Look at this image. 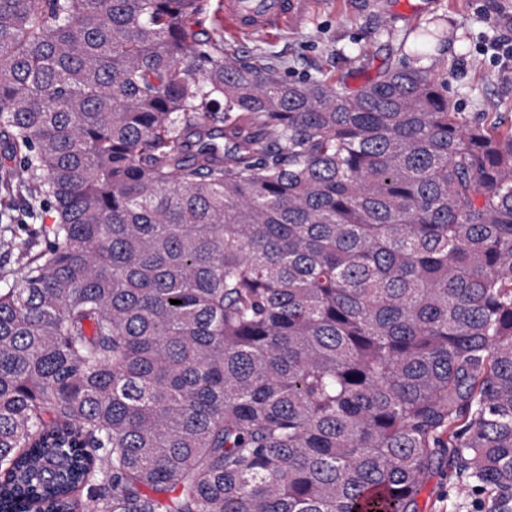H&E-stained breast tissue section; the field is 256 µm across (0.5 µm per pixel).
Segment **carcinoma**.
I'll use <instances>...</instances> for the list:
<instances>
[{"instance_id": "cac0c4a2", "label": "carcinoma", "mask_w": 512, "mask_h": 512, "mask_svg": "<svg viewBox=\"0 0 512 512\" xmlns=\"http://www.w3.org/2000/svg\"><path fill=\"white\" fill-rule=\"evenodd\" d=\"M208 6L0 0L55 212L0 289V512H417L442 461L512 512V123L235 60Z\"/></svg>"}]
</instances>
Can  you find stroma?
Segmentation results:
<instances>
[{"mask_svg":"<svg viewBox=\"0 0 512 512\" xmlns=\"http://www.w3.org/2000/svg\"><path fill=\"white\" fill-rule=\"evenodd\" d=\"M512 0H310L302 17L276 33L224 36L226 53L246 60L257 56L277 66L288 78L304 81L320 76L356 88L384 66L398 63L399 45L416 30L438 21L448 31L442 50L427 59L433 76L447 83L448 96L468 118L483 112L512 120V55L500 47L512 38ZM39 193L19 157L0 149V201L10 214L0 224V286L19 283L29 257L49 246L40 233L54 212L40 219L29 214ZM487 493L474 491L459 499L448 479L433 471L417 497L419 512H483Z\"/></svg>","mask_w":512,"mask_h":512,"instance_id":"obj_1","label":"stroma"}]
</instances>
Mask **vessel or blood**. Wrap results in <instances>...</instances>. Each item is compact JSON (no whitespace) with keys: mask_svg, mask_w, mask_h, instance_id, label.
Returning <instances> with one entry per match:
<instances>
[{"mask_svg":"<svg viewBox=\"0 0 512 512\" xmlns=\"http://www.w3.org/2000/svg\"><path fill=\"white\" fill-rule=\"evenodd\" d=\"M307 0H221L218 22L233 34L281 30L305 9Z\"/></svg>","mask_w":512,"mask_h":512,"instance_id":"b4317fda","label":"vessel or blood"}]
</instances>
